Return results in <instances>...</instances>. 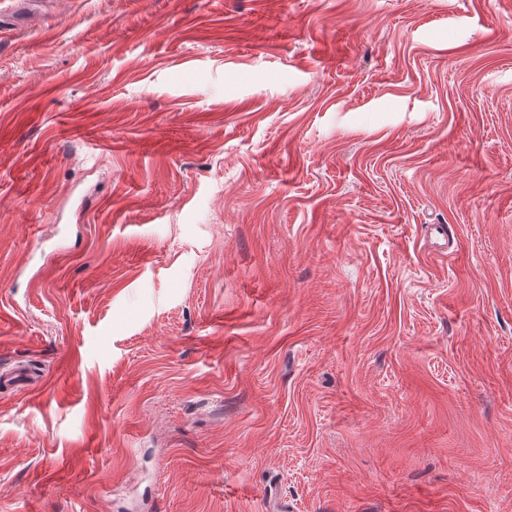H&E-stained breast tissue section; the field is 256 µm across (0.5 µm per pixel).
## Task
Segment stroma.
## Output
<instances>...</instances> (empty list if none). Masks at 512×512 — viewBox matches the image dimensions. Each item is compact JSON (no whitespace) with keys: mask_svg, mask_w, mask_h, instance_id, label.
I'll return each instance as SVG.
<instances>
[{"mask_svg":"<svg viewBox=\"0 0 512 512\" xmlns=\"http://www.w3.org/2000/svg\"><path fill=\"white\" fill-rule=\"evenodd\" d=\"M0 512H512V0H0Z\"/></svg>","mask_w":512,"mask_h":512,"instance_id":"1","label":"stroma"}]
</instances>
